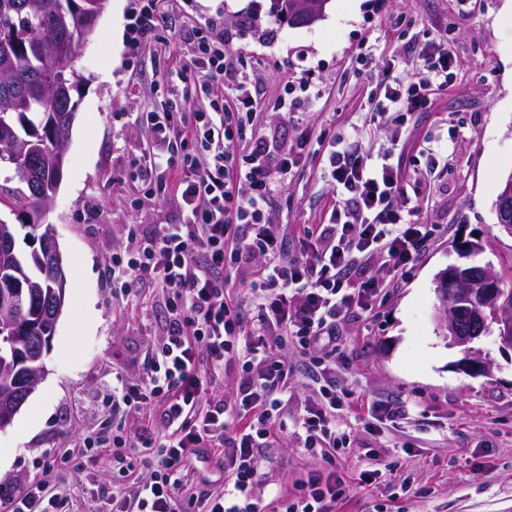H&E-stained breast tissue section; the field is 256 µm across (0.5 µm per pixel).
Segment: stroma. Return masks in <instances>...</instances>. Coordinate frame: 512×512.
I'll return each mask as SVG.
<instances>
[{
	"label": "stroma",
	"mask_w": 512,
	"mask_h": 512,
	"mask_svg": "<svg viewBox=\"0 0 512 512\" xmlns=\"http://www.w3.org/2000/svg\"><path fill=\"white\" fill-rule=\"evenodd\" d=\"M142 2L107 0L75 64L66 163L43 218L67 268L65 304L47 372L30 396L45 400L44 416L25 432L23 415H16L0 431V448L14 451L0 466V498L55 468L86 489L87 507L110 512L99 489L118 479L132 490L151 470L144 449L90 452L82 444L112 421L113 376L141 379L165 322L162 308L113 299L110 271L127 225L147 235L153 225L182 219L172 191L141 201L147 185L132 160L145 141L143 112L172 95L184 112L209 107L193 85L180 82L187 49L172 43L168 30L219 16L245 75L260 80L261 125L274 131L281 151L324 130L358 137L372 154L395 149L403 179L415 182L417 203L435 228L411 273L336 338V379L353 392L350 407L336 414L337 428L351 435L349 457L337 468L350 490L336 512H512V354L482 338L478 346L494 367L487 375L467 374L434 322L437 275L461 263V241L484 243L476 264L498 273L512 264V237L498 232L495 212L500 182L512 172V0H329L320 20L298 26L278 18L274 0H175L167 27L138 51L113 45V28L127 27ZM423 29L447 40L458 59L456 75L434 91L426 111L401 122L370 119L378 86L411 80ZM305 71L324 97L293 121L277 103ZM432 151L448 164L439 178L425 173ZM335 202L328 177L311 159L303 178L273 198L271 219L294 234L323 223ZM389 404L402 410L391 421L379 412ZM370 448L390 467L361 486ZM126 456L132 468L122 479L118 461ZM261 463L265 490L284 498L321 466L284 433L262 449ZM186 467L196 490L221 489L224 463L216 449Z\"/></svg>",
	"instance_id": "obj_1"
}]
</instances>
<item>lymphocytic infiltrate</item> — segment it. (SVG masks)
I'll return each mask as SVG.
<instances>
[{"instance_id":"1","label":"lymphocytic infiltrate","mask_w":512,"mask_h":512,"mask_svg":"<svg viewBox=\"0 0 512 512\" xmlns=\"http://www.w3.org/2000/svg\"><path fill=\"white\" fill-rule=\"evenodd\" d=\"M223 22L212 20L185 35L181 70L210 101L207 112L157 105L144 115L149 132L136 160L142 173L171 182L187 219L156 225L142 237L129 230L123 253L112 258V285L137 297L159 289L166 313L162 337L140 382L112 380L113 409L133 411L134 434L116 433V448H146L154 460L132 497L112 493V512H268L257 494L260 451L293 430L302 447L320 456L322 469L299 480L281 512H336L347 485L336 471L350 435L336 429V412L350 394L337 388L329 360L308 357L320 341L335 342L341 322L371 311L386 288L366 276L365 260L385 255L394 273H408L432 238L420 208L390 157L371 160L356 140H329L324 169L338 200L326 223L304 227L297 243L269 219L270 202L294 178L313 142L297 140L291 154L273 157L274 140L258 130L259 101L231 59ZM409 85L385 82L372 117L426 107L434 86L446 85L457 61L447 43L427 35ZM248 142L238 155L234 146ZM254 265L243 296L226 295L230 265ZM301 356L300 366L288 361ZM241 366L237 401L208 397L224 367ZM319 386L320 405L301 417L280 416L296 368ZM163 398L155 413L154 398ZM168 434L152 439L154 419ZM202 448L224 451V486L191 493L185 462ZM82 487L61 490L45 478L30 481L0 512H75Z\"/></svg>"}]
</instances>
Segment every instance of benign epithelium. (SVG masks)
Wrapping results in <instances>:
<instances>
[{"label":"benign epithelium","mask_w":512,"mask_h":512,"mask_svg":"<svg viewBox=\"0 0 512 512\" xmlns=\"http://www.w3.org/2000/svg\"><path fill=\"white\" fill-rule=\"evenodd\" d=\"M106 0H95L94 8L83 12L84 37L92 33L96 21L103 11ZM324 0H299L298 12L308 22L318 20L325 10ZM32 256L45 270L54 274L57 289L41 315L55 322L58 320L65 300L66 272L58 244L53 237L38 241ZM435 322L438 334L448 345L460 349L463 357L457 367L471 375H483L490 363L474 344L481 338L496 337L500 348L512 349V303L503 298L500 284L490 270L477 274L470 269L450 265L437 276ZM27 280L24 276L10 282V293L5 300L11 305L22 304L27 299ZM26 398L13 399L0 406V431L9 426L24 405Z\"/></svg>","instance_id":"benign-epithelium-1"}]
</instances>
